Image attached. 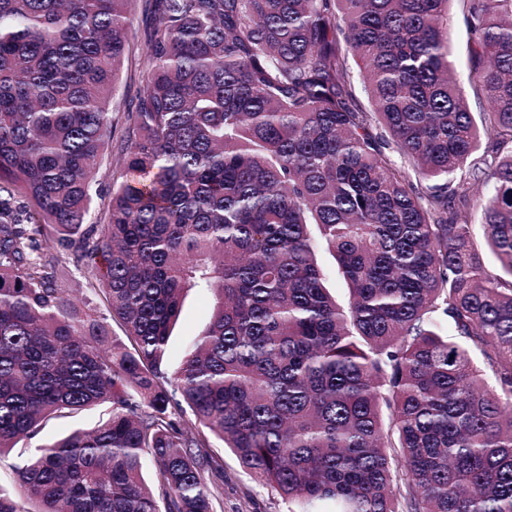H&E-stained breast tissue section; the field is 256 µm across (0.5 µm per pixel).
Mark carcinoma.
I'll list each match as a JSON object with an SVG mask.
<instances>
[{"label":"carcinoma","instance_id":"obj_1","mask_svg":"<svg viewBox=\"0 0 512 512\" xmlns=\"http://www.w3.org/2000/svg\"><path fill=\"white\" fill-rule=\"evenodd\" d=\"M132 2L0 0V460L110 409L15 468L32 512H214L221 465L172 405L288 512H512V0H463L478 114L449 0H146L116 138ZM190 288L216 305L170 376ZM0 512H23L1 485ZM143 0L137 1L132 11V29L136 33V39L132 45V54L128 63H125L124 71L112 99V123L115 128V136H120L127 125V104L135 98L144 84V75L137 68L135 62L145 49L144 30L151 20L143 10ZM461 16L462 3L459 0L451 2L449 4V32L454 48L456 66L460 73L465 93L470 100L472 112H483V110L489 109V102L484 97H475L466 80V33L461 21ZM40 239V238H39ZM43 250L50 256L54 255L59 260V269L62 275L64 288L67 289L68 297L76 302L86 299H94L91 288H98L97 283L88 274L83 263H77L71 253L53 247L52 243L46 244L41 241ZM92 283L94 285H92ZM108 411L106 405H98L70 416L49 420L37 436L21 439L5 454L0 463V482L13 484L15 480L13 465H22L30 455L35 453L36 448H40L48 439L67 434L74 429H92L107 418Z\"/></svg>","mask_w":512,"mask_h":512}]
</instances>
